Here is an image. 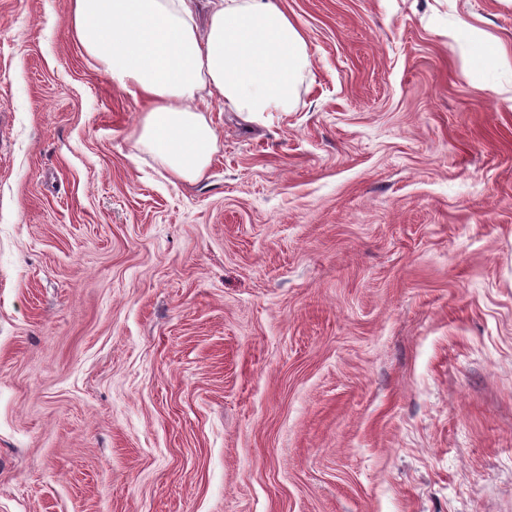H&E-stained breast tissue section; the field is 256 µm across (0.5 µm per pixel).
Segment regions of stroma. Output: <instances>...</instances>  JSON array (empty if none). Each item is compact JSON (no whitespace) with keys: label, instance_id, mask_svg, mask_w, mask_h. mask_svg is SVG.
Here are the masks:
<instances>
[{"label":"stroma","instance_id":"1","mask_svg":"<svg viewBox=\"0 0 512 512\" xmlns=\"http://www.w3.org/2000/svg\"><path fill=\"white\" fill-rule=\"evenodd\" d=\"M280 5L293 110L188 182L0 0V512H512V0Z\"/></svg>","mask_w":512,"mask_h":512}]
</instances>
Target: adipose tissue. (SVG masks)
I'll list each match as a JSON object with an SVG mask.
<instances>
[{
	"label": "adipose tissue",
	"instance_id": "ef3b65f1",
	"mask_svg": "<svg viewBox=\"0 0 512 512\" xmlns=\"http://www.w3.org/2000/svg\"><path fill=\"white\" fill-rule=\"evenodd\" d=\"M70 0L68 26L122 91L143 98L139 145L185 181L201 178L218 137L206 99L242 114L290 111L310 66L279 0Z\"/></svg>",
	"mask_w": 512,
	"mask_h": 512
}]
</instances>
